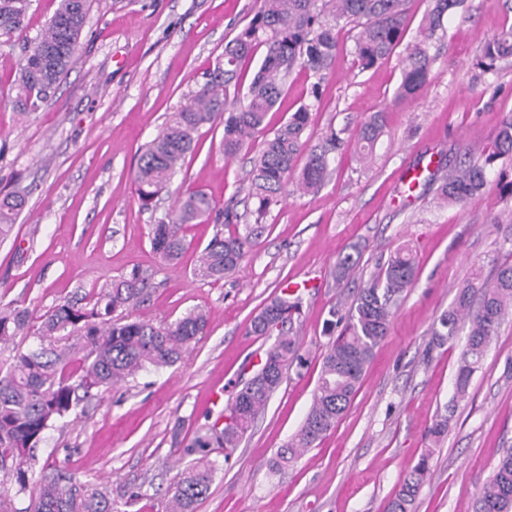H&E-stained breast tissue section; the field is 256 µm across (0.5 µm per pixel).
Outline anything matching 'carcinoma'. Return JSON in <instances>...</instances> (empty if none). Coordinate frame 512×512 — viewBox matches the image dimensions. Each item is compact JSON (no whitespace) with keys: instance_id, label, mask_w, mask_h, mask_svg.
I'll return each mask as SVG.
<instances>
[{"instance_id":"cac0c4a2","label":"carcinoma","mask_w":512,"mask_h":512,"mask_svg":"<svg viewBox=\"0 0 512 512\" xmlns=\"http://www.w3.org/2000/svg\"><path fill=\"white\" fill-rule=\"evenodd\" d=\"M32 0H0V36L20 29ZM91 0H58L47 26L25 48L16 79L15 108L34 112L47 102L68 72L86 24ZM409 0H261L249 23L224 46V54L206 74L186 105L170 113L158 134L142 149L135 171V192L148 207L166 190L187 154L194 151L199 131L223 125L221 149L235 157L258 134L262 148L247 174V197L258 201L257 214L288 192L311 193L324 184L330 154L338 139L320 149H307L305 132L308 105H301L286 122L266 129V116L284 94L286 79L299 66L320 74L333 63L339 48L337 24L344 20L357 29L355 49L361 68L368 69L405 45L397 96H415L427 83L434 57L433 39L445 32L444 19L464 11L465 0H428L417 35L405 41ZM263 50L258 70L241 90V64ZM512 58V26L485 40L481 67L494 72L498 63ZM383 113L360 124L357 132L364 158L372 155L382 134ZM499 160L512 162V113L504 116L490 146L468 150V160L439 179L440 203L466 204L487 186V173ZM26 204L25 192L0 195V240L13 231ZM235 206L217 207L207 192L186 191L164 218L150 225L151 244L159 259L178 263L187 248L185 227L212 222L217 229L200 252L193 275L219 281L234 273L262 233L259 224H242ZM234 230L226 233L224 226ZM355 259L342 253L336 259L335 279L341 283L353 270ZM415 278V263L406 247L397 249L379 265L350 301H338L329 311L328 327L343 329L322 357V367L309 410L295 434L270 461L281 470L306 450L314 448L348 410L373 358L387 335L395 307ZM151 276L141 269L103 285L81 298L60 301L43 315L39 346L0 362V512H118L110 495L80 483L61 469L41 476L32 509H18L14 498L30 484L31 461L46 429L72 413L91 390L114 386L139 372L176 365L205 335L209 317L192 310L174 322L128 319L121 312L145 302ZM303 290H282L266 303L250 325L251 333L274 342L260 359L259 368L224 409V425H212L184 448L193 457L169 487L168 512H195L209 494L219 462L207 449L237 448L273 394L287 370L306 364L299 337L290 328L300 315ZM512 315V264L498 266L491 279L475 278L465 285L455 307L443 313L431 329L432 345L453 339L460 325H468L467 341L455 372V397L467 395L501 322ZM30 313L11 305L0 307V346L24 334ZM78 336L86 354L78 371L70 368L68 352L57 343ZM78 383H72L73 378ZM83 395H78V390ZM429 471L423 456L388 503L386 512H412ZM473 512H512V448H506L493 474L478 494Z\"/></svg>"}]
</instances>
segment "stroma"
<instances>
[{
  "label": "stroma",
  "mask_w": 512,
  "mask_h": 512,
  "mask_svg": "<svg viewBox=\"0 0 512 512\" xmlns=\"http://www.w3.org/2000/svg\"><path fill=\"white\" fill-rule=\"evenodd\" d=\"M259 6L260 0H92L68 73L53 97L24 117L13 104L22 49L47 25L57 0H33L24 29L0 36V189L29 190L12 236L0 243V305L38 317L138 267L153 286L133 316L171 322L203 309L210 317L205 336L180 363L101 389L56 421L33 469L66 470L116 498L137 492L127 512H167V490L190 461L184 446L221 419L271 343L250 334L253 317L283 287L299 283L306 291L295 330L307 364L287 373L238 448L212 449L220 468L196 512H385L425 454L430 471L414 512H472L500 450L512 446V316L458 402L454 375L467 333L435 347L430 331L474 270L490 278L512 263L501 248L512 235V197L502 191L512 164L497 162L485 192L464 207H437L426 181L463 162L467 148L489 144L512 113V63L494 75L478 65L485 39L512 26V0H467L465 17L445 20L447 34L431 49V78L413 98L396 96L399 54L360 69L355 30L345 23L323 75L294 69L266 122L279 127L306 104L309 145L338 136L318 192L280 198L256 217L244 179L259 145L225 159L218 124L201 129L168 189L143 208L134 185L141 147L189 101ZM380 110L384 134L364 164L357 129ZM413 169L419 178L409 190L402 175ZM194 188L217 204L235 202L264 227L238 271L220 281L193 275L214 224L187 228L188 250L177 265L163 264L152 250L151 224ZM404 244L415 253L416 277L351 407L316 447L271 473L269 461L298 430L320 376L330 342L325 321L337 302L338 254L358 257L345 285L350 296ZM444 415L447 433L428 437Z\"/></svg>",
  "instance_id": "35a3bbf8"
}]
</instances>
